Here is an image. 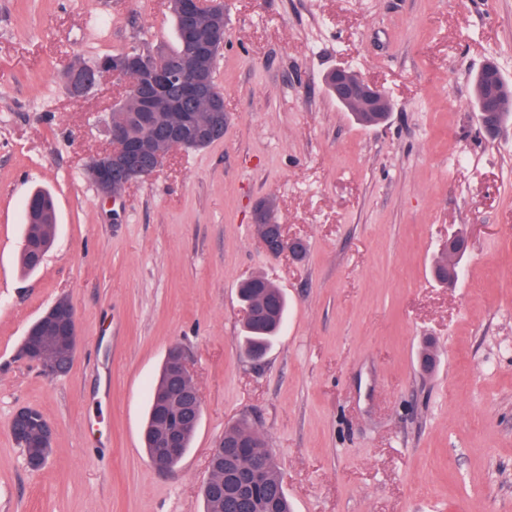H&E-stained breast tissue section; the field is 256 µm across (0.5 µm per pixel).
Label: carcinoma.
<instances>
[{"label":"carcinoma","mask_w":512,"mask_h":512,"mask_svg":"<svg viewBox=\"0 0 512 512\" xmlns=\"http://www.w3.org/2000/svg\"><path fill=\"white\" fill-rule=\"evenodd\" d=\"M173 16L175 34V47L167 50L172 58H178L183 51V32L188 21L178 12L176 3L170 7ZM491 71L484 68L474 77L475 105H480L490 95L495 96L497 102V116L495 122L483 124V129L489 134L495 133L502 125L512 121V107L508 106V97L512 87L505 84L501 76L490 81ZM113 114L118 118L127 120L133 133L145 136L151 128H160L169 120L173 113L161 112L155 115L152 127H146L135 117V103L133 94H127L124 103L118 105ZM51 200L53 197L48 191L38 189L32 193L25 202L26 224L24 236L27 237L29 248L19 254L21 270L27 273L39 269V254L52 244L56 219ZM240 300L250 309V316L245 319L244 328L245 345L251 354L260 355L267 351L272 340L282 325L286 316L288 303L282 291L264 276H254L241 283L239 288ZM167 378L159 374V378L152 390V399L149 406L145 429L153 433V416L161 407L169 405ZM245 439L249 442V453L253 458L264 461L258 501L263 504V512H291V505L284 490L283 482L277 463L268 449L265 439L260 436L248 422L239 421L224 430L223 450L217 451L213 459V482L205 487L203 499L204 512H246L238 506L236 499L225 492L222 480L231 468H238L248 462L246 458L230 460L229 446Z\"/></svg>","instance_id":"1"}]
</instances>
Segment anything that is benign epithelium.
I'll return each instance as SVG.
<instances>
[{"label": "benign epithelium", "instance_id": "obj_1", "mask_svg": "<svg viewBox=\"0 0 512 512\" xmlns=\"http://www.w3.org/2000/svg\"><path fill=\"white\" fill-rule=\"evenodd\" d=\"M180 13L192 26L185 30V50L181 58L172 60L158 50L130 49L103 63L90 79L74 73L68 78L71 95L82 97L90 92L101 77L132 79L139 94L138 109L141 113L159 112L178 108L182 115L170 124L165 140L146 136L134 141L128 133V124L108 114L104 120L108 145L89 162L87 171L99 194L117 198L120 192L141 178L159 171L168 154L163 144L207 145L224 136V95L216 84L211 59L216 51L224 48V27L219 24L222 0H178ZM332 80L327 88L346 111L390 112L392 101L379 87L369 83L357 71L345 65L331 70ZM203 102L208 118L197 124L190 106ZM259 239L265 251L272 256L285 252L294 253L303 239L290 238L282 224L262 225ZM451 256L448 265V283L457 277L464 254L469 248V237L463 233L448 238L446 245ZM77 345V323L74 310L59 301L51 305L28 329L21 352L28 361L37 364L46 375L67 373L71 367ZM163 366L171 380V401L185 421L198 422L202 414V399L194 379L191 363L178 347H171ZM14 441L20 448H27L32 439L47 443L53 439V427L48 419L34 413L31 407L19 408L10 424ZM154 451L150 464L160 471H170L173 464L185 453L181 430L171 415L156 414Z\"/></svg>", "mask_w": 512, "mask_h": 512}]
</instances>
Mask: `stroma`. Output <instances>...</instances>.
<instances>
[{"instance_id": "obj_1", "label": "stroma", "mask_w": 512, "mask_h": 512, "mask_svg": "<svg viewBox=\"0 0 512 512\" xmlns=\"http://www.w3.org/2000/svg\"><path fill=\"white\" fill-rule=\"evenodd\" d=\"M174 45L167 0H0V512H204L209 453L242 419L294 512H512V126L486 136L472 93L489 61L512 84V0H224L223 140L101 199L86 166L116 85L74 99L66 73ZM342 62L388 92L385 123L329 96ZM40 188L58 222L25 276ZM266 198L303 256L262 247ZM458 230L444 285L433 260ZM253 275L288 300L259 362L238 300ZM62 298L78 345L48 376L20 347ZM175 344L203 412L161 472L141 436ZM22 406L54 427L39 470L11 437ZM448 254L451 256V262L448 265V254L443 252L440 259L434 266L439 281L443 284H451L455 281L457 274L460 270V262L469 248V237L466 234L458 233L448 238L446 245ZM458 262V264H456ZM456 264V267L453 266Z\"/></svg>"}]
</instances>
